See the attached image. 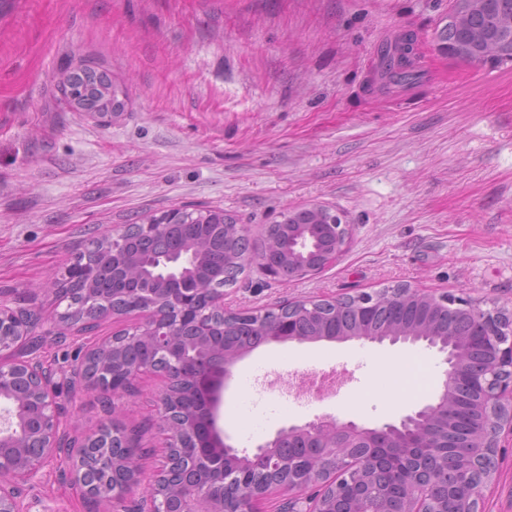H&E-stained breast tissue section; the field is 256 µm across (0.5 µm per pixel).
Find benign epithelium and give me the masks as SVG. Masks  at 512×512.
<instances>
[{"label": "benign epithelium", "mask_w": 512, "mask_h": 512, "mask_svg": "<svg viewBox=\"0 0 512 512\" xmlns=\"http://www.w3.org/2000/svg\"><path fill=\"white\" fill-rule=\"evenodd\" d=\"M65 93L70 105L87 112L93 118H106L117 113L120 101L117 91L102 74L83 68L66 77ZM185 209L176 206L134 227L143 235L154 236L168 224L184 220ZM288 265L268 264L255 256L251 263L274 280H302L318 275L336 262L350 242V225L290 224L284 228ZM182 259L161 255L146 264L155 266L167 280L183 282L177 273ZM65 281L69 288H80L91 279L80 274L78 263H71L53 284ZM406 298L447 307L456 303L469 306L462 299L446 295L436 297L409 284L400 286ZM288 313L315 315L320 310L336 306V298L288 300L281 303ZM481 328L478 340L491 350L495 361L470 379L485 420L467 440L471 469L458 479L471 484V496L464 512H479L484 489L493 481L488 471L495 461L503 428H512V344L508 330L512 319L504 313L470 309ZM134 314L137 322L115 332L106 342L90 346L84 353L79 372L84 375L81 389L115 400L130 394L139 375L151 372L164 382L163 393L156 411L160 427L166 429V454L162 465L147 472L140 462L125 452L100 448L96 437L88 435L70 454L60 428L61 409L56 402L58 383L44 364L22 355L30 342V327L24 311L0 303V512H26L23 494L28 485L46 466L65 456L69 459V477L82 496L91 501L122 502L134 490H142L135 512H224V499L232 497L238 503L237 512H260L259 505L276 493L288 491L289 512H327L322 499L303 497V490L313 485L341 494L356 488L363 465L349 466L348 449L330 444L338 434L354 443L370 448H393L390 458L394 485L404 494L403 512H437L430 494L433 478L413 471L406 465L408 449L422 443L430 452L447 447L442 435L423 439L426 421L439 414L446 404L448 392H443L434 405L424 406L404 416L399 423H385L366 428L352 420L340 421L326 416L303 425H291L278 430L273 439L257 446L252 455H238L219 426L224 389L232 377V366L252 348L233 351L221 348L218 332L231 317H264L265 313L250 309H231L224 306V291L210 288H169L153 297L146 306L135 305L130 311L112 308V316ZM191 320L197 336L182 341L176 329ZM426 341L439 347L448 364V377H456L457 360L462 350L435 336H416L389 332L369 337L381 343ZM141 342L154 355L140 368L122 363L117 345L122 342ZM190 387L200 392L202 409L189 412L182 405V390ZM287 437L328 444V453L335 466L326 470L305 465L282 453L280 443ZM100 458L105 466L91 472L88 463ZM261 468L268 475L266 483L246 485L245 472ZM382 490L374 487L358 495L355 512H381Z\"/></svg>", "instance_id": "benign-epithelium-1"}]
</instances>
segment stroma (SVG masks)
<instances>
[{
    "label": "stroma",
    "mask_w": 512,
    "mask_h": 512,
    "mask_svg": "<svg viewBox=\"0 0 512 512\" xmlns=\"http://www.w3.org/2000/svg\"><path fill=\"white\" fill-rule=\"evenodd\" d=\"M448 0H0V301L38 318L34 352L56 373L62 427L81 439L119 420L139 430L145 470L164 439L153 422L161 380L145 373L112 411L70 385L95 334L59 324L48 292L89 241L179 205L221 208L259 237L301 205L342 214L350 242L310 279L270 280L247 268L225 287L231 308L338 297L400 283L512 312V64L472 67L438 50ZM411 31L427 81L406 94L371 91L375 53ZM106 71L124 102L102 121L64 103L65 74L85 61ZM432 367L420 395L386 409L397 379L377 361ZM334 366L330 399L281 408L249 434L254 452L290 425L322 416L376 427L444 389L447 364L425 343L363 340L265 344L240 359L250 378ZM482 512H512V436ZM44 469L29 512H122Z\"/></svg>",
    "instance_id": "obj_1"
}]
</instances>
